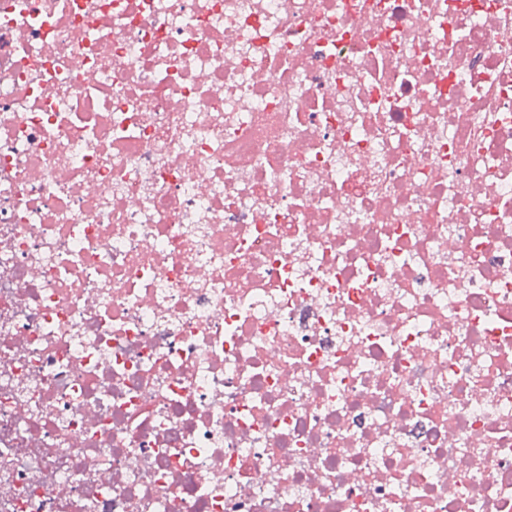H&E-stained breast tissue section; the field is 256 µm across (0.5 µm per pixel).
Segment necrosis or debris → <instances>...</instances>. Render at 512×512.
<instances>
[{
    "label": "necrosis or debris",
    "instance_id": "necrosis-or-debris-1",
    "mask_svg": "<svg viewBox=\"0 0 512 512\" xmlns=\"http://www.w3.org/2000/svg\"><path fill=\"white\" fill-rule=\"evenodd\" d=\"M0 512H512V0H0Z\"/></svg>",
    "mask_w": 512,
    "mask_h": 512
}]
</instances>
